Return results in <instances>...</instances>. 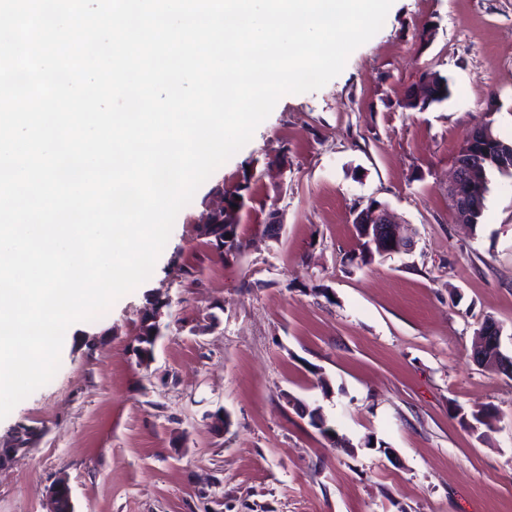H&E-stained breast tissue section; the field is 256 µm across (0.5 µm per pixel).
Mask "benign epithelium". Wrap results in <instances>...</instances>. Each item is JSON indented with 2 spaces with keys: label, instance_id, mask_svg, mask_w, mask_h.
Masks as SVG:
<instances>
[{
  "label": "benign epithelium",
  "instance_id": "1",
  "mask_svg": "<svg viewBox=\"0 0 512 512\" xmlns=\"http://www.w3.org/2000/svg\"><path fill=\"white\" fill-rule=\"evenodd\" d=\"M485 170V155L480 149L465 151L453 163L452 178L448 184V201L461 224L470 223V218L482 208L483 188L480 175ZM356 223L366 227L364 238L372 244L388 249L391 254L406 253L412 249V238L400 230L388 208L381 203H372L356 214ZM500 327L489 322L480 332L481 344L500 350ZM50 512H72L74 504L71 488L66 476H59L49 491Z\"/></svg>",
  "mask_w": 512,
  "mask_h": 512
}]
</instances>
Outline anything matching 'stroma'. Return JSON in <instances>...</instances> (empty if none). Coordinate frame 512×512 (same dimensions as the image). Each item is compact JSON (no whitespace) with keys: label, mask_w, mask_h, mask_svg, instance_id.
<instances>
[{"label":"stroma","mask_w":512,"mask_h":512,"mask_svg":"<svg viewBox=\"0 0 512 512\" xmlns=\"http://www.w3.org/2000/svg\"><path fill=\"white\" fill-rule=\"evenodd\" d=\"M428 66L450 97L404 109ZM486 119L512 140V0H394L337 77L281 97L199 187L151 276L66 332L53 379L0 420V512H49L62 474L76 512H512V375L472 357L489 316L512 353V176L489 174L477 227L448 204ZM249 172L244 248L219 256L203 219ZM374 201L414 243L364 264L353 213ZM487 411V427L460 419Z\"/></svg>","instance_id":"35a3bbf8"}]
</instances>
